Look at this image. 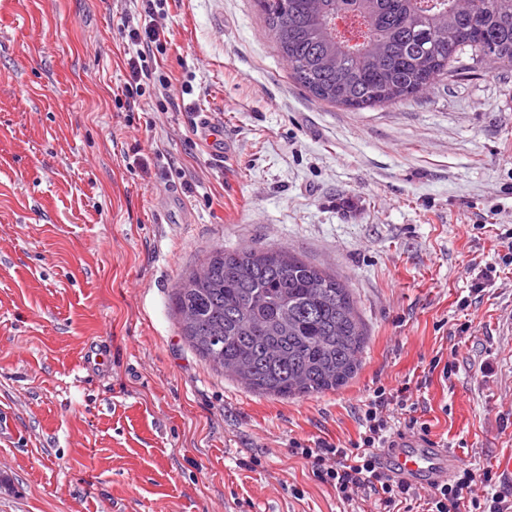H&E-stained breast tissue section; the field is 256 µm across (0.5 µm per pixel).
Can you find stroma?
I'll return each instance as SVG.
<instances>
[{
    "label": "stroma",
    "mask_w": 512,
    "mask_h": 512,
    "mask_svg": "<svg viewBox=\"0 0 512 512\" xmlns=\"http://www.w3.org/2000/svg\"><path fill=\"white\" fill-rule=\"evenodd\" d=\"M136 8L0 0V512H380L291 445L348 444L375 389L404 386L400 430L512 501V70L466 58L355 111L292 79L256 0H168L175 105L130 111ZM246 246L352 290L367 336L346 386L261 395L184 340L180 274Z\"/></svg>",
    "instance_id": "1"
}]
</instances>
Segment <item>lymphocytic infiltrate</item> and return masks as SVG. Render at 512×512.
Wrapping results in <instances>:
<instances>
[{
  "instance_id": "1",
  "label": "lymphocytic infiltrate",
  "mask_w": 512,
  "mask_h": 512,
  "mask_svg": "<svg viewBox=\"0 0 512 512\" xmlns=\"http://www.w3.org/2000/svg\"><path fill=\"white\" fill-rule=\"evenodd\" d=\"M166 5L167 0H142L145 23L124 27L131 71L124 90L127 109L139 107L146 88L165 90L171 85L169 76L158 73L153 66L156 50L162 49L166 42L165 31L155 23L154 17L163 13ZM408 400L405 390L390 395L385 389H377L363 410L362 430L357 440L341 446L322 441L313 447L296 441L291 451L312 460L319 478L334 487L343 501H353L359 491L367 489L377 495L381 506H395L396 502L413 498V488L383 471L378 454L392 445L393 424L388 406L403 410ZM492 481L491 471L478 473L462 467L453 482L433 488L428 512H512V506L505 504L500 495L483 499L473 496V485L487 487Z\"/></svg>"
}]
</instances>
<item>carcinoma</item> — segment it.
Here are the masks:
<instances>
[{"label":"carcinoma","mask_w":512,"mask_h":512,"mask_svg":"<svg viewBox=\"0 0 512 512\" xmlns=\"http://www.w3.org/2000/svg\"><path fill=\"white\" fill-rule=\"evenodd\" d=\"M291 77L314 97L363 110L458 76L462 55L512 68V0H258ZM173 304L181 336L260 394L345 386L365 325L336 274L275 247L210 251Z\"/></svg>","instance_id":"obj_1"}]
</instances>
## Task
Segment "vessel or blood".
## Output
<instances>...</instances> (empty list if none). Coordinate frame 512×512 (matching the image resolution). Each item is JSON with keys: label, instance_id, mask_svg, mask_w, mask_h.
<instances>
[{"label": "vessel or blood", "instance_id": "b4317fda", "mask_svg": "<svg viewBox=\"0 0 512 512\" xmlns=\"http://www.w3.org/2000/svg\"><path fill=\"white\" fill-rule=\"evenodd\" d=\"M382 462L393 476L425 487L443 482L459 465L450 449L406 435L396 438Z\"/></svg>", "mask_w": 512, "mask_h": 512}]
</instances>
